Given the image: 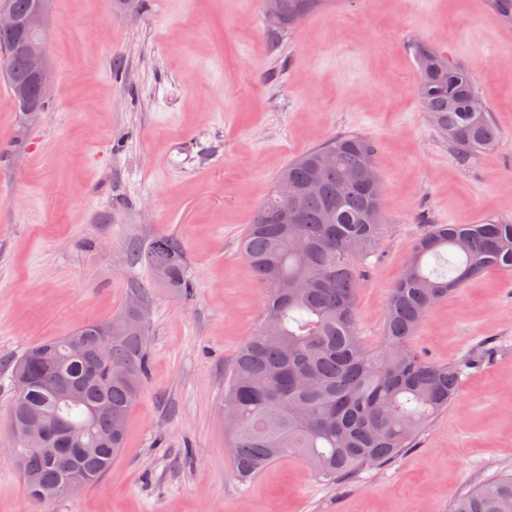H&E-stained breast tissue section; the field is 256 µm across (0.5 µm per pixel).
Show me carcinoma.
<instances>
[{
    "label": "carcinoma",
    "instance_id": "obj_1",
    "mask_svg": "<svg viewBox=\"0 0 512 512\" xmlns=\"http://www.w3.org/2000/svg\"><path fill=\"white\" fill-rule=\"evenodd\" d=\"M512 25V0H488ZM331 0H283L282 17L267 27L280 34ZM418 94L433 126L461 157L497 138L472 73L450 64L434 47L415 48ZM8 85L25 80L24 60L10 58ZM331 152L336 163L325 166ZM371 141L339 136L299 156L279 174L258 207L241 250L264 290L260 322L225 374L224 409L235 413L227 432L235 473L247 483L277 460L293 455L318 478L336 482L378 467L415 445L431 421L448 409L460 370L417 354L410 342L433 307L488 269L512 275V222L437 224L412 247L391 289L381 344L368 349L359 333L357 261L372 253L384 230V198L374 194L377 174ZM298 201L295 223L281 224L280 187ZM167 259L156 285L188 294L182 245L161 236L146 253L150 267ZM125 308L107 321L83 323L67 336L41 340L14 359L32 380L10 417L22 430L34 419L58 427L44 448H26L15 465L37 502L64 496L73 473L82 487L98 483L123 448L127 421L148 367L147 325L133 326ZM112 327V336L100 328ZM52 362L64 365L80 400L64 408L43 386ZM451 512H512V476L487 481L458 498Z\"/></svg>",
    "mask_w": 512,
    "mask_h": 512
}]
</instances>
